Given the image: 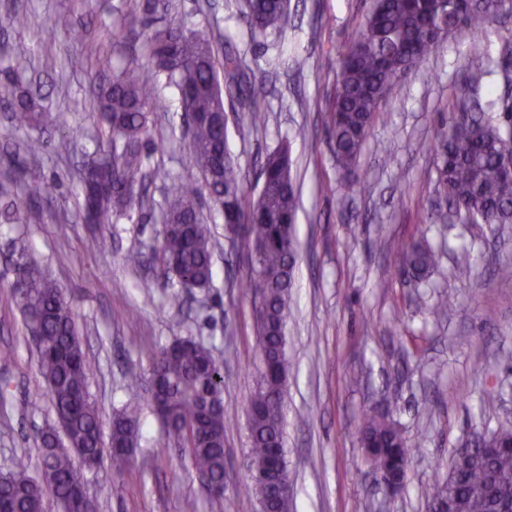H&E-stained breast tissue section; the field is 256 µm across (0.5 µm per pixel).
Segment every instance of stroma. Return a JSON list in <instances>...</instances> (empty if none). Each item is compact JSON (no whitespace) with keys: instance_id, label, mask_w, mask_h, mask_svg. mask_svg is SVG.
<instances>
[{"instance_id":"35a3bbf8","label":"stroma","mask_w":512,"mask_h":512,"mask_svg":"<svg viewBox=\"0 0 512 512\" xmlns=\"http://www.w3.org/2000/svg\"><path fill=\"white\" fill-rule=\"evenodd\" d=\"M141 0H0V15L22 16L0 28V80L16 77L37 90L59 116L53 128L16 129L0 107V211L18 188L11 160L28 138L44 141L28 159L26 179L46 185L45 199L23 221L0 219V471L25 461L37 472V433L53 422L36 347L12 292L20 252L41 255L49 276L65 288L77 316L83 349L94 365L89 391L102 422L127 403L129 372L149 374L153 351L173 337L191 336L211 348L224 376L228 418L224 499L212 501L187 461L167 443L148 392H141L140 455L147 472L113 475L109 460L85 472L86 491L100 512H181L193 498L198 512H258L241 492L249 466L247 403L262 370L257 349L255 298L242 283L250 251L231 244L224 215L204 204L214 244L211 288L186 294L181 310L168 307L182 291L175 274L156 261L160 211L187 173L186 126L177 91L162 87V110L150 129L162 150L144 163L143 207L85 223L80 213V170L106 142L91 116L90 91L106 79L108 64L144 58L143 39L122 18ZM177 21L214 39L216 53L240 56L246 76L264 78L268 94L259 131H242L246 113L233 112L228 147L243 185L254 194L267 152L288 142L300 188L298 258L289 291L284 352V448L294 483L291 512H427L429 484L448 477L463 439L512 428V281L501 261L512 259V224L496 228L453 215L428 220L435 199L436 156L427 151L441 118L461 92L473 58L485 74L480 102L501 95L512 59V16L488 23L471 44L442 42L435 57L403 77L383 101L350 178L337 172L327 118L335 71L321 57L361 27L371 0H288V23L254 43L242 0H176ZM424 236L442 251L438 267L418 283L396 275L392 251ZM183 292V291H182ZM453 306L436 319L440 298ZM137 320H129L130 306ZM388 403L412 446L409 480L388 496L375 485L360 446L363 408Z\"/></svg>"}]
</instances>
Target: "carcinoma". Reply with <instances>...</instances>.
Returning a JSON list of instances; mask_svg holds the SVG:
<instances>
[{
	"label": "carcinoma",
	"mask_w": 512,
	"mask_h": 512,
	"mask_svg": "<svg viewBox=\"0 0 512 512\" xmlns=\"http://www.w3.org/2000/svg\"><path fill=\"white\" fill-rule=\"evenodd\" d=\"M172 0H144L139 12L127 16L132 29L144 37L148 65L127 62L112 67V78L93 87L95 104L112 153L85 170L89 190L101 171L112 168V187L101 199L97 222L142 203L146 177L144 151L149 117L160 105L158 78L166 76L178 91L190 119L191 171L168 200L162 213L163 238L159 259L165 270L179 276L186 289H206L213 282L214 245L201 202V188L224 204V223L235 239L255 250L247 287L259 299L256 309L258 348L263 362L260 379L248 400L250 464L265 468L274 449L284 444L283 397L288 374L283 337L289 314L288 290L296 265V221L299 192L292 176L288 145L266 154L257 197L244 189L239 167L228 152L225 96L235 94L249 112L248 129L261 128L264 117L256 104L266 95L260 78L242 79L244 61L232 54L216 58L211 39L185 33L169 14ZM243 17L254 38L264 37L288 20V0H244ZM506 6L502 0H373L358 34L338 50L339 72L328 119L331 154L336 169L350 173L357 164L379 107L391 87L436 55L443 38L472 43L484 25ZM484 74L480 59L472 61L465 91L436 134L434 152L437 194L449 209L464 211L474 221L493 226L512 224V177L500 159L508 129L492 120L474 96ZM11 79L0 82V102L14 106L23 126L35 119L47 128L58 115L28 93L17 95ZM40 187L25 186L21 213L44 197ZM438 261V252L424 240H414L392 255L391 265L416 279L425 277ZM13 292L28 319L29 334L38 343L37 366L50 396L55 420L40 432V477L19 464L0 475V512H43L51 495L62 512H97L94 501L75 507L84 483L79 459L103 451V426L89 393L92 365L85 356L75 314L63 288L49 279L42 257L22 252L14 266ZM220 367L211 350L191 337H177L153 354L151 401L167 435L189 461L198 477L224 486V413ZM141 435L140 409L128 404L112 415L109 425L113 470L132 469ZM359 441L366 462L375 471H395L407 483L411 445L386 412L367 409L359 417ZM427 508L437 510L448 500L454 512H495L512 505V452L490 453L471 448L459 459V475L436 482L426 491Z\"/></svg>",
	"instance_id": "carcinoma-1"
}]
</instances>
